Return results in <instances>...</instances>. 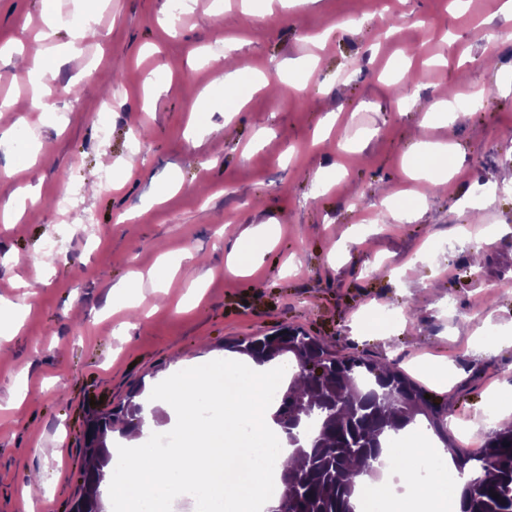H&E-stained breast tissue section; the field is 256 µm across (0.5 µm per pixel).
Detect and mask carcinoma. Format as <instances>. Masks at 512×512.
<instances>
[{"label": "carcinoma", "instance_id": "obj_1", "mask_svg": "<svg viewBox=\"0 0 512 512\" xmlns=\"http://www.w3.org/2000/svg\"><path fill=\"white\" fill-rule=\"evenodd\" d=\"M240 351L296 368L275 415L296 446L280 472L283 493L275 512H355L360 471L353 463L370 466L384 445L420 416L454 453L455 478L470 476L461 512H512V425L492 431L478 453L461 448L448 437V403L424 398L425 390L392 365L382 369L360 356H338L299 328L283 327ZM141 395L142 387L135 386L125 404L87 420L83 452L99 469L84 470L82 493L69 512H100L102 468L112 463L106 429L120 419L140 421L143 405L135 398ZM303 422L311 431L301 445L294 430Z\"/></svg>", "mask_w": 512, "mask_h": 512}]
</instances>
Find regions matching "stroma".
<instances>
[{
	"label": "stroma",
	"mask_w": 512,
	"mask_h": 512,
	"mask_svg": "<svg viewBox=\"0 0 512 512\" xmlns=\"http://www.w3.org/2000/svg\"><path fill=\"white\" fill-rule=\"evenodd\" d=\"M243 5L55 0L60 16L95 13L97 36L76 41L67 27L44 38L42 0H0V47L13 51L0 72L22 73L0 85L13 106L0 114V310L20 321L0 343V512H68L92 407L124 402L176 354L208 364L284 325L395 363L447 402L463 448L490 432L485 409L512 387V287L499 286L512 279V45L485 64L474 29L498 31L501 14L483 0H407L391 28L393 0H250L246 20ZM214 52L240 68L238 86ZM44 54L49 81L82 88L48 111L32 79ZM300 60L313 65L307 84L273 92ZM444 88L489 101L453 130L423 122ZM448 142L437 174L449 184L414 181L407 158ZM66 188L81 206L62 218L52 201ZM258 229V268L230 270ZM37 276L44 286L26 294ZM378 311L404 318L366 329ZM438 364L447 385L428 372Z\"/></svg>",
	"instance_id": "1"
}]
</instances>
